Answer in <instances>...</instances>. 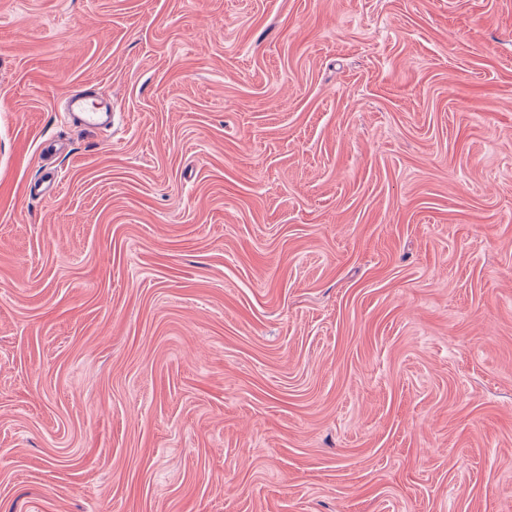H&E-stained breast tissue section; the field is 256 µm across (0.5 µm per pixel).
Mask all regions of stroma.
<instances>
[{
    "label": "stroma",
    "mask_w": 512,
    "mask_h": 512,
    "mask_svg": "<svg viewBox=\"0 0 512 512\" xmlns=\"http://www.w3.org/2000/svg\"><path fill=\"white\" fill-rule=\"evenodd\" d=\"M0 512H512V0H0ZM97 90L84 95L75 94L71 98L68 112H72L71 114L77 126L83 128H99L101 124L99 118L100 112H104L106 121L112 124V102L104 96L108 95V92L103 89ZM92 98H95L101 104L99 109L88 108V102Z\"/></svg>",
    "instance_id": "35a3bbf8"
}]
</instances>
